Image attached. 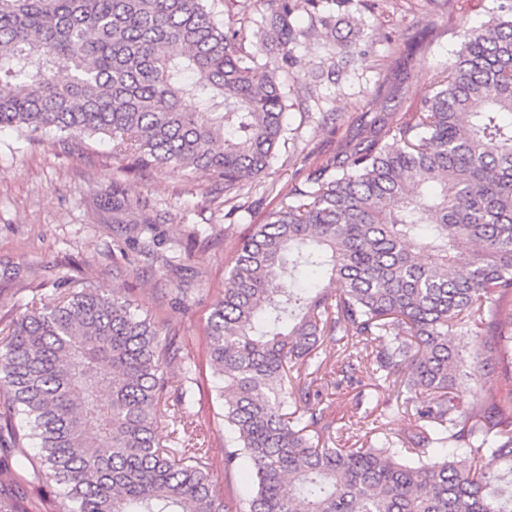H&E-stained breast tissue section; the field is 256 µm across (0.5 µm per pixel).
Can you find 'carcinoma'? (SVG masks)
<instances>
[{"mask_svg":"<svg viewBox=\"0 0 512 512\" xmlns=\"http://www.w3.org/2000/svg\"><path fill=\"white\" fill-rule=\"evenodd\" d=\"M207 2L0 0V130L106 140L138 169L204 170L239 191L285 132L280 72L299 37L323 39L314 78L334 83L361 53L334 13L376 3L263 0L260 39L253 0H225L241 14L227 31ZM496 2L458 24L459 49L391 139L392 113L375 116L237 246L207 338L224 469L242 455L255 470L248 512H512V394L476 386L512 342V0ZM301 269L336 288L288 287ZM453 335L480 348L466 355ZM326 341L342 346L336 390L377 374L415 428L336 447L342 419L309 371ZM175 351L118 292L32 303L0 338V442L19 449L0 476L30 443L61 512H224L203 455L157 434L161 413L192 417L187 371L167 408ZM25 499L0 486V512H29Z\"/></svg>","mask_w":512,"mask_h":512,"instance_id":"carcinoma-1","label":"carcinoma"}]
</instances>
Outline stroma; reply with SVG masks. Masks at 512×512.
Wrapping results in <instances>:
<instances>
[{"label": "stroma", "mask_w": 512, "mask_h": 512, "mask_svg": "<svg viewBox=\"0 0 512 512\" xmlns=\"http://www.w3.org/2000/svg\"><path fill=\"white\" fill-rule=\"evenodd\" d=\"M494 0H441L427 14L398 0L395 8L337 13L336 30L361 29L369 48L347 66L338 83L313 82L318 39H301L281 79L288 94L287 139L278 144L265 174L250 179L243 207L224 205L220 184L205 172L180 169L140 171L113 157L111 146L83 147L51 139L31 144L15 132H0V329L22 315L27 303L54 298L64 282L88 283L128 295L157 321L162 335L182 339L168 370L178 383L190 366L195 417L178 432L175 447L204 448L224 499V512H245L252 487L249 461L224 467L223 407L206 327L224 297L225 274L236 245L254 225L288 201L293 186L326 157L352 145L376 113L396 117L414 111L434 69L447 65L458 43L459 22L477 25ZM335 113V126L322 113ZM180 259L159 268L146 249ZM355 432L369 421L378 429L370 443L399 437L413 428L412 414L397 409L387 384L364 377L330 403ZM34 512H58L51 484L32 467L15 474Z\"/></svg>", "instance_id": "1"}]
</instances>
